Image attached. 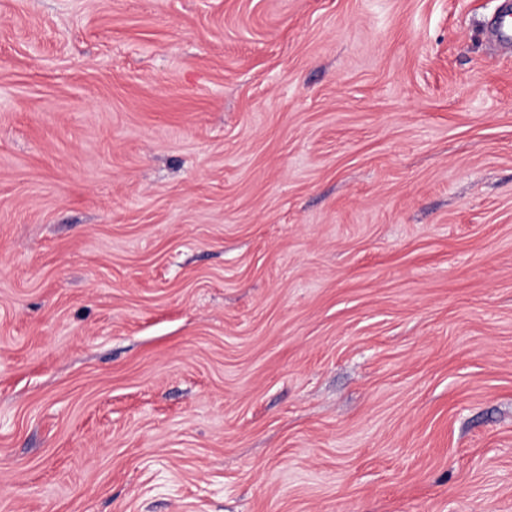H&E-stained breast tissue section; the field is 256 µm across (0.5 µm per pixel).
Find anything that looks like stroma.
I'll list each match as a JSON object with an SVG mask.
<instances>
[{"instance_id": "1", "label": "stroma", "mask_w": 512, "mask_h": 512, "mask_svg": "<svg viewBox=\"0 0 512 512\" xmlns=\"http://www.w3.org/2000/svg\"><path fill=\"white\" fill-rule=\"evenodd\" d=\"M512 0H0V512H512Z\"/></svg>"}]
</instances>
